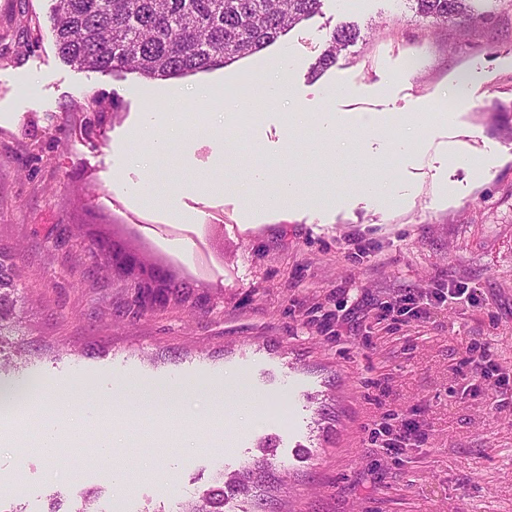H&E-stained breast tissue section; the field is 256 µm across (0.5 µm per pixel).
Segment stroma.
Returning a JSON list of instances; mask_svg holds the SVG:
<instances>
[{
	"mask_svg": "<svg viewBox=\"0 0 512 512\" xmlns=\"http://www.w3.org/2000/svg\"><path fill=\"white\" fill-rule=\"evenodd\" d=\"M51 4L0 0V245L23 250L29 310L18 342L31 353L0 382L54 381L76 408L104 381L119 400L143 382L192 386L170 394L178 412L165 428L107 420L53 459L31 449L34 420L20 415V439L0 447V470L12 476L0 502L47 512L55 496L68 510L86 491L113 495L111 473L92 465L104 432L124 439L117 465L142 461L125 512H174L193 489L262 459L263 477L228 496L224 512H512V0L465 30L423 21L410 0H325L265 50L169 79L67 64L51 38ZM343 24L359 39L313 75ZM284 53L294 100L278 111L394 115L448 101L454 119L401 153L391 148L399 127L331 147L310 126L289 134L271 118L257 128L245 112L231 130L242 143L238 182L226 189L211 138L150 171L133 162L144 113L223 127ZM92 94L104 112L85 110ZM256 167L270 182L290 177L347 199L320 213H247L240 185ZM149 179L155 194H127ZM370 179L401 205L369 204L361 184ZM92 224L124 237L164 224L195 238L207 268L187 269L189 301L143 311L121 277H89ZM446 288L467 294L406 311V296ZM478 343L490 344L495 368L471 383ZM218 384L257 396L259 420L220 411L209 393ZM396 414L426 430L421 447L387 452Z\"/></svg>",
	"mask_w": 512,
	"mask_h": 512,
	"instance_id": "1",
	"label": "stroma"
}]
</instances>
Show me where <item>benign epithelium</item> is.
<instances>
[{"label": "benign epithelium", "instance_id": "1", "mask_svg": "<svg viewBox=\"0 0 512 512\" xmlns=\"http://www.w3.org/2000/svg\"><path fill=\"white\" fill-rule=\"evenodd\" d=\"M85 249L90 255L105 257L109 270L126 279L133 288V301L137 307L150 309L169 302L168 272L160 266L145 264L141 254L126 242L96 234L88 237Z\"/></svg>", "mask_w": 512, "mask_h": 512}]
</instances>
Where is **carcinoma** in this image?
<instances>
[{
    "instance_id": "carcinoma-1",
    "label": "carcinoma",
    "mask_w": 512,
    "mask_h": 512,
    "mask_svg": "<svg viewBox=\"0 0 512 512\" xmlns=\"http://www.w3.org/2000/svg\"><path fill=\"white\" fill-rule=\"evenodd\" d=\"M412 0L416 16L431 23L467 22L480 16L475 2ZM323 0H53L51 36L58 55L87 71L125 70L161 79L222 67L274 44L286 31L320 12ZM359 37L343 24L327 39L313 66L321 74ZM0 269L10 282L20 274L15 254L0 248ZM21 292L20 288L13 289ZM9 288L0 289V345L13 347L24 311ZM254 464L226 485L198 490L176 512H224L227 492H244L261 477ZM101 493L90 491L68 512H107Z\"/></svg>"
}]
</instances>
